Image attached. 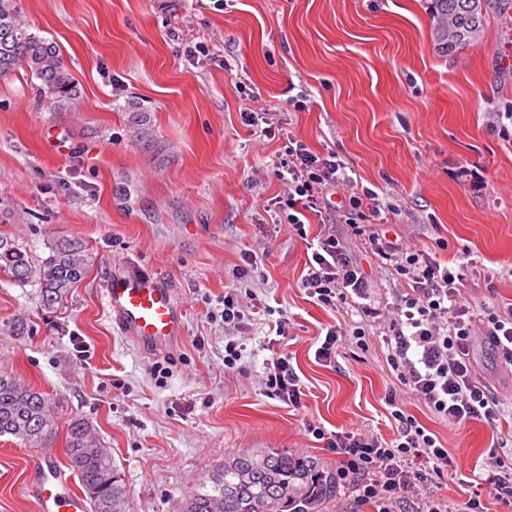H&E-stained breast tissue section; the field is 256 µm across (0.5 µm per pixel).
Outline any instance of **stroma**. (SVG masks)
Segmentation results:
<instances>
[{
	"mask_svg": "<svg viewBox=\"0 0 512 512\" xmlns=\"http://www.w3.org/2000/svg\"><path fill=\"white\" fill-rule=\"evenodd\" d=\"M37 35L57 44L79 90L74 108H44L39 80L0 76V232L33 259L48 239L82 240L89 271L65 305L45 310L39 286L0 274V368L50 394L61 420L93 423L128 491L131 512H180L226 455L279 448L337 461L325 433L398 435L401 405L455 459L437 493L466 500L491 455L512 456V407L492 430L456 427L406 392L389 364L387 326L365 346L344 341L318 361L328 327L353 329L351 306L314 302L301 287L310 238L333 233L363 271L367 302L396 304L400 280L338 223L342 192L310 219L306 237L273 223L284 196L272 162L289 140L335 153L390 216L389 234L436 260L472 259L460 284L487 314L512 303V30L490 20L454 58L430 42L424 0H19ZM147 110L170 153L132 141L126 108ZM271 113L254 131L243 110ZM247 269L244 318L233 331L241 368L224 369L225 288ZM139 271L172 288L181 337L165 352L137 349L112 323L101 288ZM287 323L285 336L270 319ZM285 352L303 383L300 407L270 395L266 367ZM498 397L512 368L484 339L471 353ZM167 378L155 377V364ZM65 428L46 446L0 438V512H36L23 486L35 460L66 465Z\"/></svg>",
	"mask_w": 512,
	"mask_h": 512,
	"instance_id": "35a3bbf8",
	"label": "stroma"
}]
</instances>
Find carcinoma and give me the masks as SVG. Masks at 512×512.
<instances>
[{
    "label": "carcinoma",
    "instance_id": "obj_1",
    "mask_svg": "<svg viewBox=\"0 0 512 512\" xmlns=\"http://www.w3.org/2000/svg\"><path fill=\"white\" fill-rule=\"evenodd\" d=\"M426 3L430 40L441 57L452 58L477 43L492 15L503 25H512V0ZM19 70L41 81L47 106L53 110L79 98L57 47L30 32L21 21L18 0H0V76ZM127 132L158 155L168 151L145 111L134 107L128 112ZM48 249L49 255L36 263L20 239L0 233V273L18 285L37 282L42 306L54 309L63 306L71 289L84 279L88 253L76 238L52 239ZM56 408L50 395L0 369V437L43 446L57 430ZM66 456L91 512H130L121 473L88 419L67 421ZM336 496V471L321 460L266 448L224 457V465L209 481L184 497L182 512H323Z\"/></svg>",
    "mask_w": 512,
    "mask_h": 512
}]
</instances>
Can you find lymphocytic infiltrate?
Masks as SVG:
<instances>
[{
  "instance_id": "obj_1",
  "label": "lymphocytic infiltrate",
  "mask_w": 512,
  "mask_h": 512,
  "mask_svg": "<svg viewBox=\"0 0 512 512\" xmlns=\"http://www.w3.org/2000/svg\"><path fill=\"white\" fill-rule=\"evenodd\" d=\"M272 171L288 189L286 197L274 203L279 221L305 235L309 216L326 209L329 191L343 188L347 201L340 213L342 223L365 250L408 281L411 290L399 298L388 326L394 340L390 365L400 383L450 424L478 420L498 428L504 404L477 379L470 354L475 338L482 336L512 365V303L486 320L474 321L458 288L460 270L442 265L425 249L387 239L380 227L388 223V215L382 214L374 195L347 174L335 153L316 154L293 139ZM301 286L308 297L327 306L364 298L366 289L362 271L332 235L319 238ZM266 386L288 405L300 406L303 384L288 354L272 357ZM392 415L400 430L388 441L352 432L329 438L319 427L309 426V433L326 440L335 454L344 494L373 512H486L477 493L456 509L432 495L418 503L410 499L412 489L443 478L453 460L405 409L396 408ZM421 457L426 465L416 466Z\"/></svg>"
}]
</instances>
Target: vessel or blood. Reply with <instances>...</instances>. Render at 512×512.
<instances>
[{"label":"vessel or blood","instance_id":"vessel-or-blood-1","mask_svg":"<svg viewBox=\"0 0 512 512\" xmlns=\"http://www.w3.org/2000/svg\"><path fill=\"white\" fill-rule=\"evenodd\" d=\"M102 299L121 332L142 348L163 350L182 334L183 307L170 288L151 276L114 277L103 288ZM24 493L33 499L37 512H88L85 497L50 455L34 463Z\"/></svg>","mask_w":512,"mask_h":512}]
</instances>
